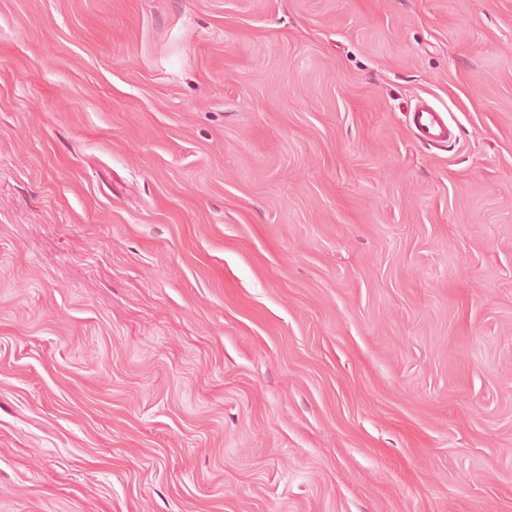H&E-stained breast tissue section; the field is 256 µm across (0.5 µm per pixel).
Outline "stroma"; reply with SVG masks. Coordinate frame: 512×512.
<instances>
[{
  "mask_svg": "<svg viewBox=\"0 0 512 512\" xmlns=\"http://www.w3.org/2000/svg\"><path fill=\"white\" fill-rule=\"evenodd\" d=\"M0 512H512V0H0ZM412 123L420 136L430 142H446L450 133L445 112L427 102L417 103Z\"/></svg>",
  "mask_w": 512,
  "mask_h": 512,
  "instance_id": "stroma-1",
  "label": "stroma"
}]
</instances>
